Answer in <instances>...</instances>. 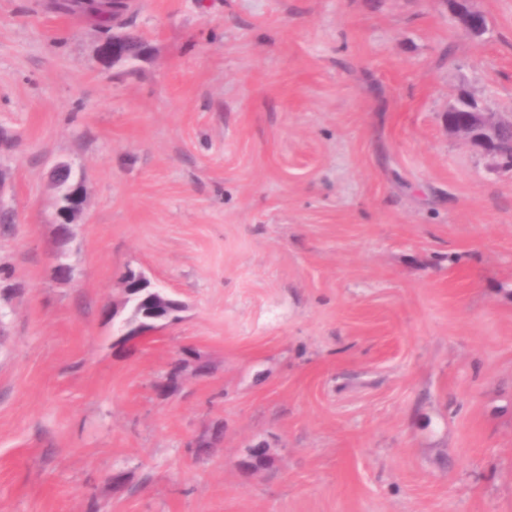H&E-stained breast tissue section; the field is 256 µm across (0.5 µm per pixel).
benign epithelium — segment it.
Wrapping results in <instances>:
<instances>
[{"instance_id": "benign-epithelium-1", "label": "benign epithelium", "mask_w": 512, "mask_h": 512, "mask_svg": "<svg viewBox=\"0 0 512 512\" xmlns=\"http://www.w3.org/2000/svg\"><path fill=\"white\" fill-rule=\"evenodd\" d=\"M459 26L472 36L482 35L487 28L486 17L472 9L456 16ZM128 38V33H114L110 41L100 47V53L112 58V62L125 60L121 51ZM467 116L457 122L448 123V133L464 138L473 147L481 150L494 161L493 169L512 172V152H495L487 148L489 140L497 130L505 125L504 117L493 112H486L473 101H466ZM56 182L61 191L60 205L56 209V224L59 237L63 240L71 236V226L77 223L83 209V197L80 184L71 183L70 165L60 163L55 167ZM124 306L135 305L142 308L140 317L125 320L128 331L124 340L135 342L156 328V323L165 321L173 323L178 320V313L185 305L172 298L171 293L156 289V285L144 274L128 272L124 278Z\"/></svg>"}]
</instances>
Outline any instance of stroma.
<instances>
[{
	"instance_id": "35a3bbf8",
	"label": "stroma",
	"mask_w": 512,
	"mask_h": 512,
	"mask_svg": "<svg viewBox=\"0 0 512 512\" xmlns=\"http://www.w3.org/2000/svg\"><path fill=\"white\" fill-rule=\"evenodd\" d=\"M470 6L132 0L114 64L0 0V512H512V173L446 117L512 114V0ZM129 269L185 305L133 348ZM56 182L61 191L60 205L56 209V224L59 237L66 240L71 236V226L78 224L82 213L83 197L80 184H72V169L69 164L60 163L55 167Z\"/></svg>"
}]
</instances>
